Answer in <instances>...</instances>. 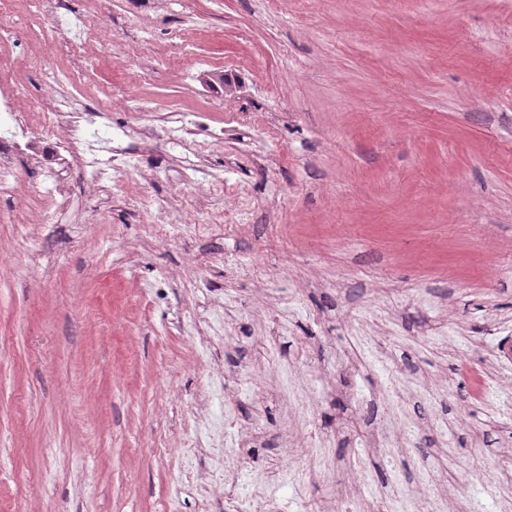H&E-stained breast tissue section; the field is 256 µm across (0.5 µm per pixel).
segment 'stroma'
<instances>
[{
    "instance_id": "stroma-1",
    "label": "stroma",
    "mask_w": 512,
    "mask_h": 512,
    "mask_svg": "<svg viewBox=\"0 0 512 512\" xmlns=\"http://www.w3.org/2000/svg\"><path fill=\"white\" fill-rule=\"evenodd\" d=\"M104 26L134 65L60 57L62 90L206 109L224 141L191 151L243 226L183 229L180 157L149 146L121 191L68 173L40 224L17 162L0 198V512H228L188 477L210 457L180 448L205 437L204 400L224 408L216 366L240 360L238 422L276 438L240 498L279 473L282 512L349 494L512 512V389L472 396L512 336V0H108ZM187 26L190 55L161 66ZM219 67L234 93L209 84ZM143 195L171 223L124 206ZM300 337L312 355L291 372ZM340 358L360 366L358 403L325 396Z\"/></svg>"
}]
</instances>
